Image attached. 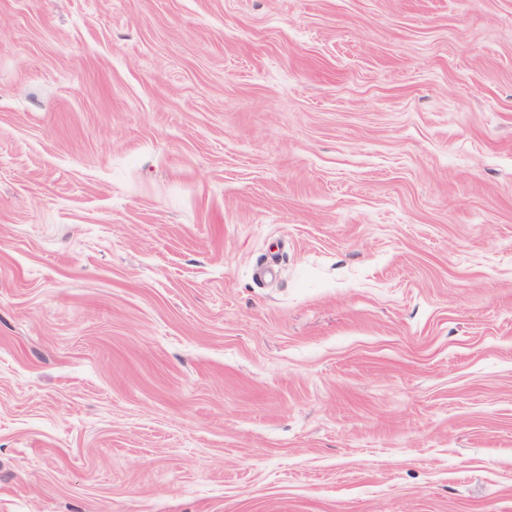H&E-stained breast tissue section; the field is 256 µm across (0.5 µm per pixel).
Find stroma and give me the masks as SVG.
I'll return each mask as SVG.
<instances>
[{
	"instance_id": "obj_1",
	"label": "stroma",
	"mask_w": 512,
	"mask_h": 512,
	"mask_svg": "<svg viewBox=\"0 0 512 512\" xmlns=\"http://www.w3.org/2000/svg\"><path fill=\"white\" fill-rule=\"evenodd\" d=\"M0 512H512V0H0Z\"/></svg>"
}]
</instances>
